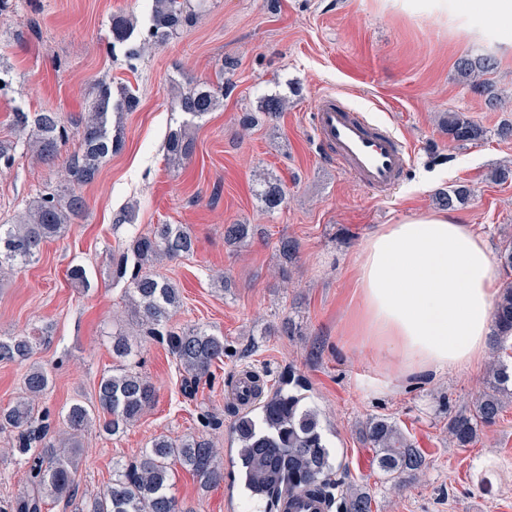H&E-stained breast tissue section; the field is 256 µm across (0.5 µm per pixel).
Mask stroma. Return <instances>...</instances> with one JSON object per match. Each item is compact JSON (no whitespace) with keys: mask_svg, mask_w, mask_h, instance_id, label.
I'll return each mask as SVG.
<instances>
[{"mask_svg":"<svg viewBox=\"0 0 512 512\" xmlns=\"http://www.w3.org/2000/svg\"><path fill=\"white\" fill-rule=\"evenodd\" d=\"M16 2L14 14L0 16V65L13 76L11 92L0 97V140L14 136V109L66 117L83 110L101 80L131 86L139 97L122 118V150L80 188L85 214L33 261L0 274V335L41 328L49 334L31 361L51 372L38 403L50 415V436L65 437L66 408L96 405L98 382L120 364L112 333L129 329L130 316L126 283L113 279L111 258L132 236L157 224L192 230L194 253L156 266L181 293L171 324L206 328L223 336L226 348L211 377L189 387L167 347L139 337L131 365L155 386L156 403L119 436L93 427L79 435L80 496L99 495L114 466L162 435L204 436L227 462L235 414L230 382L251 368L270 385L290 370L307 380L309 402L340 464L338 489L366 488L373 512H512V403L469 447H457L446 429L449 413L486 391L495 357L512 362V344L503 352L488 345L463 369L383 392L379 385L395 366L346 332L352 262L363 240L402 216L434 209L439 190L472 189L458 214L490 252L512 233V182L491 178L495 168L512 166V140L495 134L501 122H512V60L498 61L486 76L502 100L490 110L455 71L459 57L480 56L482 48L438 25L381 13L376 0H204L196 23L130 70L112 46V18L144 19L148 0ZM32 16L36 34L27 26ZM217 80L228 88L220 107L194 120L179 112L180 91ZM327 92L344 94L409 143L412 162L397 186L369 192L325 156L311 114ZM267 95L283 98L284 111L245 128L244 116L258 112ZM450 112L482 125L486 139H449L442 121ZM183 125L194 149L173 160L165 139ZM61 170L18 144L13 166L0 170V222L22 214L39 194L63 190ZM266 181L286 191L273 211L259 195ZM126 210L131 222L118 223ZM236 223L251 225L252 235L231 247L224 228ZM286 237L299 245L289 263L279 254ZM73 265L85 268L88 286L68 279ZM207 416L214 425L204 424ZM374 417L394 420L421 449L426 467L419 480L399 488L380 471L359 434ZM16 441L15 431L0 430V496L28 487ZM229 488L203 487L179 469L172 491L190 512H244L242 494Z\"/></svg>","mask_w":512,"mask_h":512,"instance_id":"1","label":"stroma"}]
</instances>
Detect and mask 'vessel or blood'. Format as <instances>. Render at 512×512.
<instances>
[{
	"mask_svg": "<svg viewBox=\"0 0 512 512\" xmlns=\"http://www.w3.org/2000/svg\"><path fill=\"white\" fill-rule=\"evenodd\" d=\"M312 127L337 169L367 190H389L410 165L412 152L400 138L373 124L340 96L327 94L317 101ZM282 512H328V508L323 499L298 497L284 501Z\"/></svg>",
	"mask_w": 512,
	"mask_h": 512,
	"instance_id": "b4317fda",
	"label": "vessel or blood"
}]
</instances>
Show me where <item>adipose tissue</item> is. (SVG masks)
Returning a JSON list of instances; mask_svg holds the SVG:
<instances>
[{"label":"adipose tissue","mask_w":512,"mask_h":512,"mask_svg":"<svg viewBox=\"0 0 512 512\" xmlns=\"http://www.w3.org/2000/svg\"><path fill=\"white\" fill-rule=\"evenodd\" d=\"M379 8L424 17L512 58V0H379ZM354 271L359 303L350 334L396 364L401 378L444 373L484 355L497 293L492 258L455 211L383 225L360 246Z\"/></svg>","instance_id":"1"}]
</instances>
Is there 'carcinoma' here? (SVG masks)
<instances>
[{"label": "carcinoma", "mask_w": 512, "mask_h": 512, "mask_svg": "<svg viewBox=\"0 0 512 512\" xmlns=\"http://www.w3.org/2000/svg\"><path fill=\"white\" fill-rule=\"evenodd\" d=\"M187 0H152L149 25L137 29L125 15L112 17V44L123 46L127 67L134 68L150 46L167 41L179 27L193 22V12L186 10ZM494 68L487 57L463 56L457 60L458 76L471 90L486 97L488 105L498 106V97L482 79ZM224 98V83L202 82L181 92L177 107L191 118H201L215 110ZM139 99L128 87L112 92V85L101 82L89 111L65 120L57 112H12L16 140H0V168L14 162L18 142H23L46 162L57 158L60 148L70 140L71 130L78 138L64 166L72 184L93 182L107 157L123 147L120 126L112 125V113L132 112ZM265 118L274 120L284 110L283 101L268 96L261 101ZM448 137L456 142L476 143L486 131L461 112H450L443 121ZM193 139L181 131H172L165 141L167 155L183 159L192 151ZM470 188L460 185L438 194L443 208L456 209L470 199ZM268 210L274 211L285 199L279 183H267L261 193ZM86 209V200L78 192H47L33 201L17 224L0 225V270L31 261L44 244L62 237L73 220ZM247 224H229L225 238L242 244L249 237ZM195 239L184 226L157 224L145 234L131 238L126 251L112 257V275L128 278L126 294L131 325L167 348L198 383L210 374L215 362L224 357V337L205 329H175L170 318L180 305V291L172 283L150 272L163 257L174 259L194 251ZM506 275L512 274V240L506 239L497 254ZM134 273H128V263ZM493 336L502 345L512 339V280L505 281L494 301ZM37 334L0 336V361L19 362L31 357ZM112 354L124 359L131 354L128 334L112 335ZM50 372L30 365L24 376V393L11 406L0 410V429L17 430L16 452L28 464L30 489L13 500H0V512H43L47 501L64 500L74 506L71 512H190L172 493L171 477L180 467L205 486L224 480V469L217 461V449L202 436L172 439L162 435L152 441L133 461L118 466L103 493L89 500H77V442L48 438L49 425L35 416V406L50 386ZM306 384L294 371L282 378L252 408L235 415L230 433L237 443L235 464L240 487L254 503L269 507L285 495L312 489L330 497L335 462L323 433L319 414L308 403ZM512 394V368L505 363L495 366L492 390L483 393L474 409L448 416V434L460 447L472 444L479 432L495 425L504 408L503 397ZM156 390L141 373L121 367L101 378L97 408L80 401L69 405L65 422L77 434L94 426L107 436H117L139 421L153 406ZM363 438L375 451L378 468L389 476L410 481L425 467V457L396 423L373 418L366 423ZM341 512H372V497L364 489L341 495Z\"/></svg>", "instance_id": "cac0c4a2"}]
</instances>
